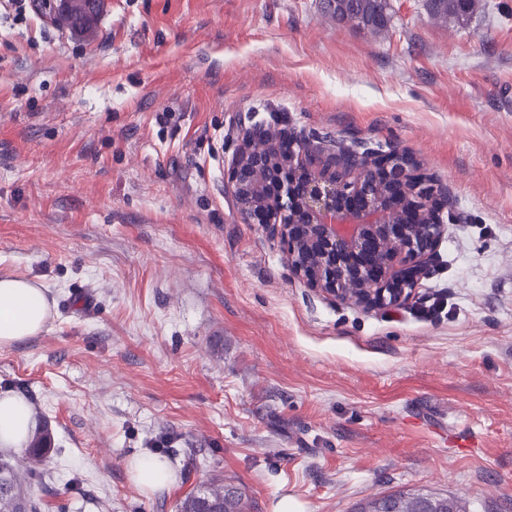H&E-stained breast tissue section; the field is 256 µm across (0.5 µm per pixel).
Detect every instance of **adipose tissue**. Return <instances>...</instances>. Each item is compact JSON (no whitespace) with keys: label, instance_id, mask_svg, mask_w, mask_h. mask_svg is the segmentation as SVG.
I'll use <instances>...</instances> for the list:
<instances>
[{"label":"adipose tissue","instance_id":"1","mask_svg":"<svg viewBox=\"0 0 512 512\" xmlns=\"http://www.w3.org/2000/svg\"><path fill=\"white\" fill-rule=\"evenodd\" d=\"M49 315L42 288L18 278L0 279V345H10L40 333ZM32 427L28 404L13 395L0 396V447L22 449ZM132 481L150 493L169 486L172 475L167 462L141 456L129 463Z\"/></svg>","mask_w":512,"mask_h":512}]
</instances>
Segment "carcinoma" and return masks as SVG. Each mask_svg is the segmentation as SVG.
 <instances>
[{
	"label": "carcinoma",
	"instance_id": "obj_1",
	"mask_svg": "<svg viewBox=\"0 0 512 512\" xmlns=\"http://www.w3.org/2000/svg\"><path fill=\"white\" fill-rule=\"evenodd\" d=\"M480 0H427L430 15L442 22L462 21L479 6ZM387 0H341L332 15L347 21L359 30L378 33L386 27ZM50 442L48 431L39 429L27 438V462L18 466L0 458V512H44L52 507L58 493L47 482L43 468L44 451ZM39 486L42 496L28 494ZM256 503L245 490L216 479L192 490L180 501L178 512H255ZM357 512H464L460 502L448 495L393 493L370 497L359 503Z\"/></svg>",
	"mask_w": 512,
	"mask_h": 512
}]
</instances>
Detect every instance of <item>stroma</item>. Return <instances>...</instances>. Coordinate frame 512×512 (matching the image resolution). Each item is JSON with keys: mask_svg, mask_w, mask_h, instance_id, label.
<instances>
[{"mask_svg": "<svg viewBox=\"0 0 512 512\" xmlns=\"http://www.w3.org/2000/svg\"><path fill=\"white\" fill-rule=\"evenodd\" d=\"M382 34L325 0H109L87 41L0 17V278L44 288L0 346L38 407L66 512H177L219 477L259 512L396 490L512 512V0L464 24L388 0ZM407 153L454 219L416 303L309 288L224 191L241 125ZM445 308L425 310L436 297ZM154 448L152 495L128 463ZM132 481L150 493L169 486L173 479L167 462L155 456L136 457L129 463Z\"/></svg>", "mask_w": 512, "mask_h": 512, "instance_id": "1", "label": "stroma"}]
</instances>
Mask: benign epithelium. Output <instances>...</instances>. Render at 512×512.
<instances>
[{
  "label": "benign epithelium",
  "instance_id": "obj_1",
  "mask_svg": "<svg viewBox=\"0 0 512 512\" xmlns=\"http://www.w3.org/2000/svg\"><path fill=\"white\" fill-rule=\"evenodd\" d=\"M393 153L379 161L257 126L240 129L224 191L244 222L265 225L291 271L341 300L404 307L437 259L448 189Z\"/></svg>",
  "mask_w": 512,
  "mask_h": 512
}]
</instances>
